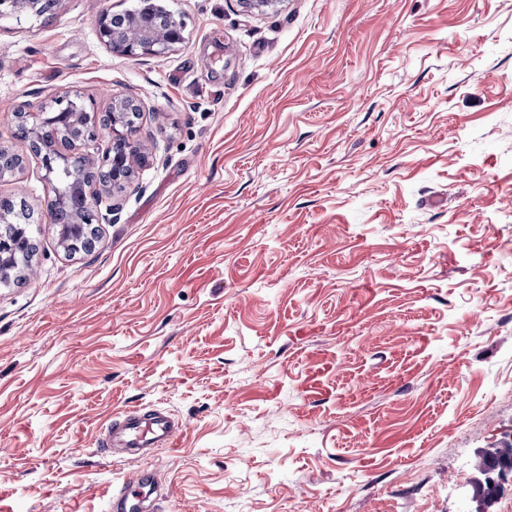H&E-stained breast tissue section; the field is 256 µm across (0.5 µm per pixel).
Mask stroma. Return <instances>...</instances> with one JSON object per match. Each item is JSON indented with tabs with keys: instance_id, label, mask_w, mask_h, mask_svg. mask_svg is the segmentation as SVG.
Segmentation results:
<instances>
[{
	"instance_id": "obj_1",
	"label": "stroma",
	"mask_w": 512,
	"mask_h": 512,
	"mask_svg": "<svg viewBox=\"0 0 512 512\" xmlns=\"http://www.w3.org/2000/svg\"><path fill=\"white\" fill-rule=\"evenodd\" d=\"M136 0L0 19V196L55 185L14 136L58 96L140 108L91 254L51 225L0 287V512H460L512 434V0H160L161 57L98 37ZM159 407L179 445L103 455ZM148 488L149 493H145ZM156 489L154 474L146 469L131 473L123 480L119 490L106 494L107 511L114 512H151L154 500L146 504Z\"/></svg>"
}]
</instances>
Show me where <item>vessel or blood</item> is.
Listing matches in <instances>:
<instances>
[{"mask_svg":"<svg viewBox=\"0 0 512 512\" xmlns=\"http://www.w3.org/2000/svg\"><path fill=\"white\" fill-rule=\"evenodd\" d=\"M182 429V424L165 411L133 409L125 411L103 430L99 444L135 455L156 446L176 447ZM155 488L151 471L131 473L119 490L107 494L108 508L110 512H152L148 493Z\"/></svg>","mask_w":512,"mask_h":512,"instance_id":"1","label":"vessel or blood"}]
</instances>
